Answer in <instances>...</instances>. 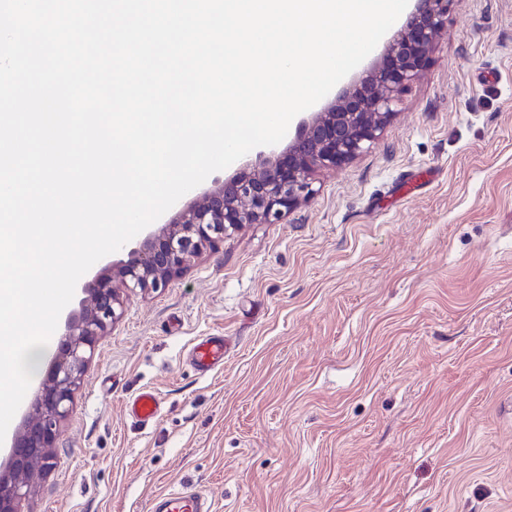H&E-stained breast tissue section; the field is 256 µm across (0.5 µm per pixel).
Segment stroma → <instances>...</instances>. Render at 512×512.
<instances>
[{
  "label": "stroma",
  "mask_w": 512,
  "mask_h": 512,
  "mask_svg": "<svg viewBox=\"0 0 512 512\" xmlns=\"http://www.w3.org/2000/svg\"><path fill=\"white\" fill-rule=\"evenodd\" d=\"M313 187L120 288L29 512H512V0H451L380 138ZM224 336H206L191 351V361L201 373L208 374L224 365ZM126 407L133 417L142 422H149L159 413L160 399L154 391L145 389L129 399ZM165 512H208L210 505L204 496L197 492L186 491L168 494L163 497Z\"/></svg>",
  "instance_id": "stroma-1"
}]
</instances>
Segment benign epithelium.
<instances>
[{
  "instance_id": "benign-epithelium-1",
  "label": "benign epithelium",
  "mask_w": 512,
  "mask_h": 512,
  "mask_svg": "<svg viewBox=\"0 0 512 512\" xmlns=\"http://www.w3.org/2000/svg\"><path fill=\"white\" fill-rule=\"evenodd\" d=\"M450 0H416L403 28L389 42L383 61L346 87L334 102L302 119L293 139L270 156L258 173L241 169L179 208L149 231L128 259L81 285L87 303L64 320L58 346L28 406L32 417L10 439L0 466V512H24L33 489L30 473L54 455L75 390L102 336L124 313L112 281L154 292L181 275L192 259L215 249L245 224H279L312 193V176L340 167L377 140L396 113L403 92L428 67L439 31L448 23Z\"/></svg>"
}]
</instances>
